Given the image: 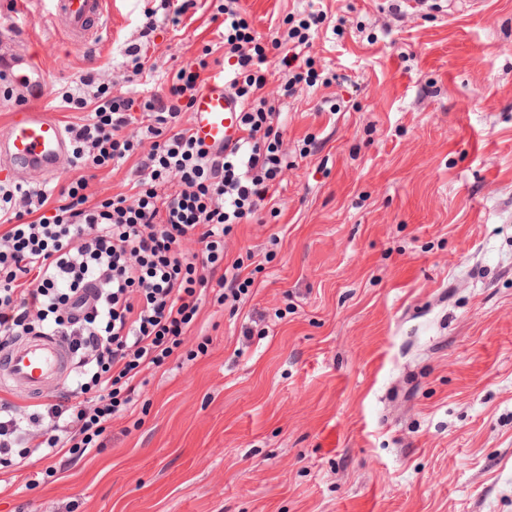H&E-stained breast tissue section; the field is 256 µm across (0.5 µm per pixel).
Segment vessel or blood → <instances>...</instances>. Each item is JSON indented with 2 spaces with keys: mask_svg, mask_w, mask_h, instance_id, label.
<instances>
[{
  "mask_svg": "<svg viewBox=\"0 0 512 512\" xmlns=\"http://www.w3.org/2000/svg\"><path fill=\"white\" fill-rule=\"evenodd\" d=\"M53 26L67 41L98 39L110 17L107 0H50ZM43 64L22 60L20 68L0 73V88L21 89L27 102L0 132V162L16 177L30 169L54 175L58 160L69 152L61 125L35 106L44 89ZM241 102L233 95L223 70L214 71L192 108L191 133L210 152L234 147L242 137ZM72 367L67 344L57 336L30 335L0 344V375L30 395H38L50 382L66 378Z\"/></svg>",
  "mask_w": 512,
  "mask_h": 512,
  "instance_id": "vessel-or-blood-1",
  "label": "vessel or blood"
}]
</instances>
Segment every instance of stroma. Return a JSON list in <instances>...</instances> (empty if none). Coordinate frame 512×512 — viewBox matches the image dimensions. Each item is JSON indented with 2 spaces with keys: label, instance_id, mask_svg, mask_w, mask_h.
<instances>
[{
  "label": "stroma",
  "instance_id": "obj_1",
  "mask_svg": "<svg viewBox=\"0 0 512 512\" xmlns=\"http://www.w3.org/2000/svg\"><path fill=\"white\" fill-rule=\"evenodd\" d=\"M466 4L241 0L267 41L324 9L307 53L336 75L265 89L288 166L275 210L224 239L250 292L207 298L105 448L55 478L33 460L0 512H512V0ZM213 12L176 32L160 0H112L77 48L45 2L16 41L74 122L80 75L160 91L132 51L193 65Z\"/></svg>",
  "mask_w": 512,
  "mask_h": 512
}]
</instances>
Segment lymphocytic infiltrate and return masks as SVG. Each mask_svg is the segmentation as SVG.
Returning a JSON list of instances; mask_svg holds the SVG:
<instances>
[{
	"label": "lymphocytic infiltrate",
	"instance_id": "1",
	"mask_svg": "<svg viewBox=\"0 0 512 512\" xmlns=\"http://www.w3.org/2000/svg\"><path fill=\"white\" fill-rule=\"evenodd\" d=\"M217 12L230 87L243 103L238 145L209 156L182 123L205 86L207 47L197 67L170 77L165 93L115 97L93 89L87 74L81 91L63 96L82 115L66 126L73 166L116 168L151 140L134 194L90 198L84 177L56 194L0 183V336L61 337L77 365L66 392L43 408L0 403V469L19 472L36 457L68 467L101 450L142 374L183 344L209 289H218V301H237L253 284L242 260L225 263L224 238L274 203L287 165L276 142L280 113L264 94L267 51L284 52L285 95L301 84L316 87L317 62L302 50L324 13L308 12L286 40L266 46L239 0H224ZM189 238L198 254L182 249Z\"/></svg>",
	"mask_w": 512,
	"mask_h": 512
}]
</instances>
